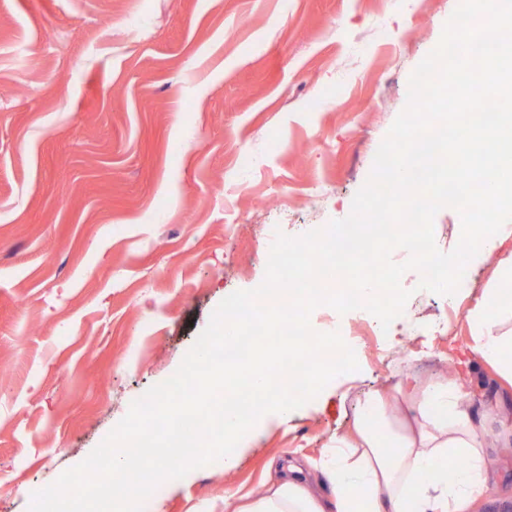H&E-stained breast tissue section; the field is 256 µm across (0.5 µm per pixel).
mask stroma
Segmentation results:
<instances>
[{"label": "stroma", "instance_id": "obj_1", "mask_svg": "<svg viewBox=\"0 0 512 512\" xmlns=\"http://www.w3.org/2000/svg\"><path fill=\"white\" fill-rule=\"evenodd\" d=\"M455 0H0V512L82 461L168 380L219 303L257 288L276 233L346 218L440 43ZM247 153L249 163L238 161ZM512 237L451 296L419 286L379 350L288 419L190 471L149 512H224L310 467L357 397L465 377L512 427V387L473 351L467 312ZM315 331L372 314L321 306ZM476 512H512V450Z\"/></svg>", "mask_w": 512, "mask_h": 512}]
</instances>
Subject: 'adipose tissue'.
I'll return each instance as SVG.
<instances>
[{
	"instance_id": "ef3b65f1",
	"label": "adipose tissue",
	"mask_w": 512,
	"mask_h": 512,
	"mask_svg": "<svg viewBox=\"0 0 512 512\" xmlns=\"http://www.w3.org/2000/svg\"><path fill=\"white\" fill-rule=\"evenodd\" d=\"M512 258L467 313L474 350L512 383ZM463 382L442 376L400 382L358 397L350 431L335 435L313 466L322 481L292 466L256 497L224 496V512H473L490 487L493 445L512 447V431L464 397ZM465 464L449 470L451 458Z\"/></svg>"
}]
</instances>
